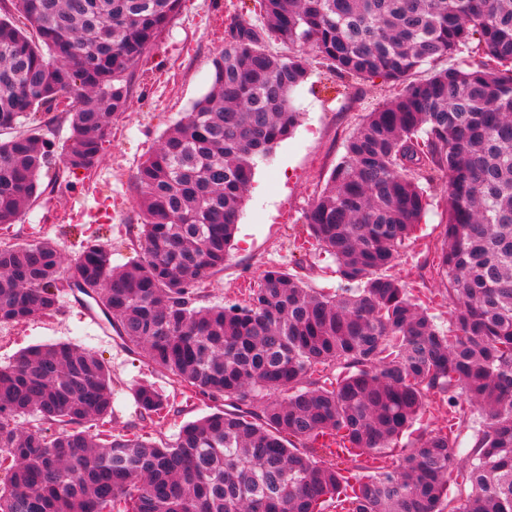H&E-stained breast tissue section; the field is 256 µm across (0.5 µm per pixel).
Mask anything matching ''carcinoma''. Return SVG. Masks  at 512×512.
Here are the masks:
<instances>
[{
  "label": "carcinoma",
  "instance_id": "obj_1",
  "mask_svg": "<svg viewBox=\"0 0 512 512\" xmlns=\"http://www.w3.org/2000/svg\"><path fill=\"white\" fill-rule=\"evenodd\" d=\"M0 16V224L39 195L55 143L37 113L76 101L60 147L92 170L131 75L181 0H9ZM234 21L207 94L137 168L138 262L112 268L88 242L67 265L49 240L0 247V322L52 313L72 278L129 346L194 394L224 401L172 443L84 429L112 413V376L75 343L0 367V512H512V0H260ZM312 47L339 77L402 85L347 142L306 231L336 260L325 295L269 267L245 303L195 306L224 269L256 159L298 124L292 91ZM443 60L450 61L439 67ZM425 69L423 79L414 75ZM446 178L445 229L431 277L448 330L394 272ZM159 415L162 394L136 391ZM437 399L453 423L412 437L369 470ZM35 414L47 427L24 428ZM339 434L340 461L319 443ZM469 490L448 498L462 450Z\"/></svg>",
  "mask_w": 512,
  "mask_h": 512
}]
</instances>
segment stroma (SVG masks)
Listing matches in <instances>:
<instances>
[{
	"mask_svg": "<svg viewBox=\"0 0 512 512\" xmlns=\"http://www.w3.org/2000/svg\"><path fill=\"white\" fill-rule=\"evenodd\" d=\"M257 0H182L181 8L139 63L127 109L113 118L91 171H70L52 158L40 175L42 193L18 222L0 226L1 243L54 242L64 259H74L90 241L103 243L116 266L140 256L139 164L159 146L164 134L191 111L209 89L213 62L227 42L233 19L257 21ZM310 71L295 92L299 113L293 134L259 161L245 197L229 257L221 272L204 280L198 306L244 300V288L258 286L263 270L302 269L308 284L324 294L339 291L333 258L320 250L304 228L305 215L325 188L345 146L369 112L396 97L399 84L375 77L339 78L315 52ZM445 182L428 188L422 244H409L401 263L421 271L431 263L444 231ZM85 298L62 290L54 313L20 324L0 323V365L39 344L73 342L101 356L112 371V433L148 434L173 442L180 427L215 411L216 402L195 397L186 402L181 387L156 367L142 348H127L108 326L94 323ZM152 384L169 398L165 418L149 420L134 396Z\"/></svg>",
	"mask_w": 512,
	"mask_h": 512,
	"instance_id": "obj_1",
	"label": "stroma"
}]
</instances>
